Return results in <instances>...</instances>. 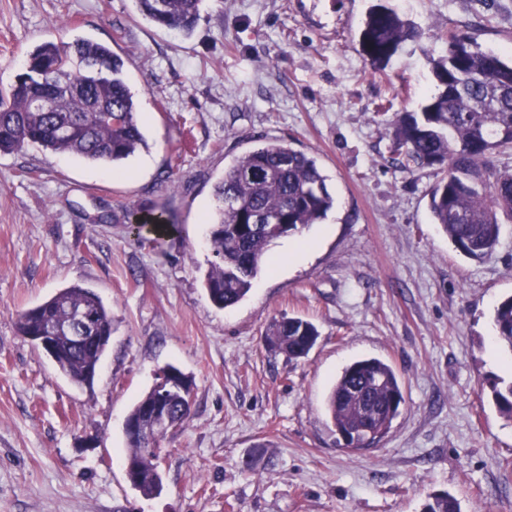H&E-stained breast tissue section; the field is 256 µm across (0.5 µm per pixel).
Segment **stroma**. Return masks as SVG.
Listing matches in <instances>:
<instances>
[{"label":"stroma","mask_w":512,"mask_h":512,"mask_svg":"<svg viewBox=\"0 0 512 512\" xmlns=\"http://www.w3.org/2000/svg\"><path fill=\"white\" fill-rule=\"evenodd\" d=\"M378 3L422 34L372 73L359 33ZM512 54V0H203L191 36L133 0H0V82L45 41L84 36L126 62L148 142L126 176L32 144L0 154V512H421L448 493L461 512H512V421L489 382L512 379L493 311L512 295V222L489 257H465L434 224L431 167L401 166L390 124L436 83L449 33ZM313 156L336 204L234 307L204 288L213 189L264 138ZM34 170V178L23 175ZM172 215L161 244L135 218ZM74 284L112 308L92 389L73 386L21 336L18 312ZM312 322L308 355L263 334ZM376 357L404 402L388 434L348 450L326 415L342 369ZM174 365L194 380L192 417L170 435L163 490L126 476L132 405ZM318 336L319 332L311 322L283 315L269 323L264 333V341L267 346L285 354L288 359L298 360L309 353Z\"/></svg>","instance_id":"35a3bbf8"}]
</instances>
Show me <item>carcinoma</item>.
Returning a JSON list of instances; mask_svg holds the SVG:
<instances>
[{
  "instance_id": "carcinoma-1",
  "label": "carcinoma",
  "mask_w": 512,
  "mask_h": 512,
  "mask_svg": "<svg viewBox=\"0 0 512 512\" xmlns=\"http://www.w3.org/2000/svg\"><path fill=\"white\" fill-rule=\"evenodd\" d=\"M202 0H137L141 14L154 24L189 34L195 28ZM421 32L395 10L376 5L360 32L363 54L374 73L382 72L399 45L418 40ZM30 70L0 95V153L39 144L55 154L115 165L148 148L142 132L138 100L123 73L122 59L111 48L87 39L60 46L38 45L27 61ZM437 92L420 113H406L395 124L393 153L402 166H439L430 191V210L448 240L463 255L481 260L499 241V216L512 218V169L496 156L512 152V62L480 50L466 35L448 38L445 53L432 60ZM39 91L52 95L53 106H33ZM207 244L212 260L205 277L211 302L221 309L239 303L252 280L266 266L269 247L301 233L321 220L334 205L316 160L278 138H265L237 157L214 188ZM158 242L172 227L162 215L141 220ZM82 312L93 335H112V310L92 290L63 288L43 303L19 314V333L27 336L48 328L56 336L54 362L77 387L92 386L106 348L70 345L62 323ZM495 341L512 352V296L494 310ZM319 336L316 326L285 315L273 319L264 333L270 348L290 360L305 357ZM179 384L166 405L183 425L192 414L193 379L178 372ZM499 413L512 420V382L490 384ZM158 396L151 388L127 419L142 420ZM403 400L392 367L378 358L346 366L327 399V413L336 432L356 439L354 449L379 442L398 415L394 400ZM127 459L138 474L133 488L146 498L162 491L155 450L127 438ZM422 512H460L448 494L429 497Z\"/></svg>"
}]
</instances>
